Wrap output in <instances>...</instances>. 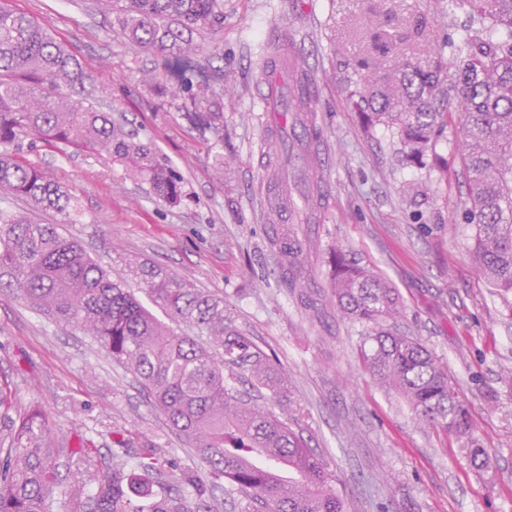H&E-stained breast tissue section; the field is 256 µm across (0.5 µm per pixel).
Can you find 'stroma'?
Instances as JSON below:
<instances>
[{
  "label": "stroma",
  "mask_w": 512,
  "mask_h": 512,
  "mask_svg": "<svg viewBox=\"0 0 512 512\" xmlns=\"http://www.w3.org/2000/svg\"><path fill=\"white\" fill-rule=\"evenodd\" d=\"M10 9L48 26L92 75L114 121L147 144L182 180L183 200L170 206L148 183L95 154L54 149L27 136L21 160L41 167L81 203L77 224L0 194V212L59 225L160 320L129 270L158 264L224 300L226 323L249 337L288 381L287 399L256 389L240 370L227 388L299 430L335 478L350 512H512V291L492 288L473 257L463 220L466 189L458 163L461 128L450 114L438 152L448 175L399 162L390 130L366 128L345 103L347 68L366 54L369 31L385 22L398 51L422 68L434 48L458 37L466 15L448 0H224V24L197 31L189 66L167 62L130 42L95 0H8ZM287 30L316 85L312 156H328L317 208L303 199L295 168L301 129L284 112L277 140L266 141L254 71L274 30ZM201 91L171 93L181 72ZM223 110L215 128L200 114ZM232 166H223V159ZM287 195L280 210L267 183ZM301 249L308 287H290L278 262L279 241ZM342 248L379 270L397 288L401 326L430 349L466 401L471 434L448 435L419 421L408 403L382 389L363 364L350 324L323 308L329 253ZM9 375L15 408L37 406L71 438L95 449L105 475L112 453L128 441L163 448L167 475L205 465L146 400L134 376L112 362L94 336L49 319L9 291L0 292V374ZM485 448L486 470L470 462L471 443Z\"/></svg>",
  "instance_id": "stroma-1"
}]
</instances>
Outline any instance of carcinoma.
Listing matches in <instances>:
<instances>
[{
	"instance_id": "1",
	"label": "carcinoma",
	"mask_w": 512,
	"mask_h": 512,
	"mask_svg": "<svg viewBox=\"0 0 512 512\" xmlns=\"http://www.w3.org/2000/svg\"><path fill=\"white\" fill-rule=\"evenodd\" d=\"M0 0V192L53 211L65 224L80 222L77 200L39 167L18 159L15 146L32 135L117 161L147 181L169 203L181 199L179 181L152 149L112 121L98 89L79 61L45 25ZM135 45L175 59L200 52L192 34L224 24V0H96ZM472 12L455 69L443 55L428 68L403 58L390 72L360 59L347 79L351 108L368 126L390 129L398 160L428 165L442 175L448 161L436 151L448 113H460V159L466 175V218L482 274L512 290V0H455ZM377 58L394 45L372 36ZM294 66L287 48L267 45L257 77L271 64ZM300 248L283 242L285 280L300 275ZM153 300L196 330L176 334L100 267L55 224L0 214V290H9L60 323L95 336L112 359L132 372L153 407L206 463L207 486L188 469L170 484L155 448L138 453L132 469L119 459L101 478L89 470L67 479L63 464L80 466L92 448H73L38 407L14 419L4 411L0 384V512H53L54 494L71 512H212L217 481L247 500L245 512H348L324 464L307 441L277 416L243 401L224 385V367L248 371L270 385L264 353L224 323V303L148 262L130 263ZM330 288L340 316L360 327V352L380 384L401 394L418 418L450 434L469 432V409L434 355L397 325L402 303L391 282L346 251L333 253Z\"/></svg>"
}]
</instances>
